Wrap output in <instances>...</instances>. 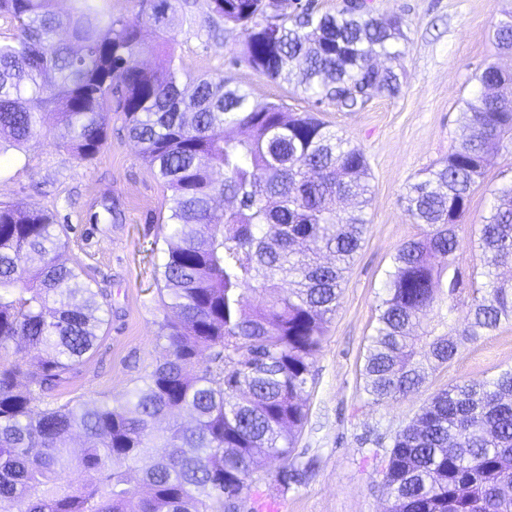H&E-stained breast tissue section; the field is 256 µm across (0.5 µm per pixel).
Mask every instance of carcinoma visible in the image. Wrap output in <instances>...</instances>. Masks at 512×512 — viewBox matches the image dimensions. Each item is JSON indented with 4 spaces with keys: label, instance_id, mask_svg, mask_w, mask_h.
<instances>
[{
    "label": "carcinoma",
    "instance_id": "1",
    "mask_svg": "<svg viewBox=\"0 0 512 512\" xmlns=\"http://www.w3.org/2000/svg\"><path fill=\"white\" fill-rule=\"evenodd\" d=\"M69 2L61 13L56 0H0L16 29L0 43V153L39 137L90 161L112 112L123 113L170 191L161 276L176 319L160 324L166 354L124 403L39 408L94 352L106 294L62 259L54 214L0 206V348L24 343L0 366V512H232L261 469L285 487L306 477L292 462L300 393L367 229L365 153L311 112L259 101L230 76L192 74L166 42L151 47L160 62L144 64L143 30L168 28L174 0H134L132 19L106 0ZM209 7V27L244 34L231 65L292 82L318 105L358 110L365 83L400 91L401 14H333L308 0L270 27L272 0ZM494 40L512 57L511 11ZM474 80L460 107L467 136L401 195L421 235L396 249L384 283L363 368L371 405L420 391L512 324V275L500 271L512 260V182L491 190L481 224L484 282L465 281L456 255L489 156L512 149V74L488 62ZM383 484L387 512H512V366L433 394L391 436Z\"/></svg>",
    "mask_w": 512,
    "mask_h": 512
}]
</instances>
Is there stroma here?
<instances>
[{"instance_id": "35a3bbf8", "label": "stroma", "mask_w": 512, "mask_h": 512, "mask_svg": "<svg viewBox=\"0 0 512 512\" xmlns=\"http://www.w3.org/2000/svg\"><path fill=\"white\" fill-rule=\"evenodd\" d=\"M374 15L408 19L406 55L397 95L376 93L357 112L316 104L284 81H272L246 65L228 68L239 54L240 29L224 26L208 38L196 26L173 25L170 34L184 67L196 74H231L237 84L264 101L291 112H313L367 157L371 201L367 231L342 285L312 380L302 394L307 418L297 437V462L314 460L305 483L282 486L274 473L254 474L241 495L240 512H385L382 458L376 439H390L407 425L435 392L462 380H483L512 366V324L470 345L441 366L421 392L387 405L367 402L363 367L368 338L378 315L392 256L421 232L406 215L400 196L406 184L422 178L460 142L463 99L477 84L475 72L497 58L493 30L512 0H369ZM512 181V152L491 155L482 186L473 194L461 226L457 256L465 274L482 270L479 229L491 191ZM170 193L142 159L120 113H113L108 138L98 155L80 163L63 149L41 140L24 150L0 154V203L52 211L67 225L65 259L79 262L94 287L104 289L112 306L98 331L96 352L75 377L47 397L51 406L91 400L123 403L141 377L165 354L157 335L176 313L165 305L158 273L166 250L165 225Z\"/></svg>"}]
</instances>
